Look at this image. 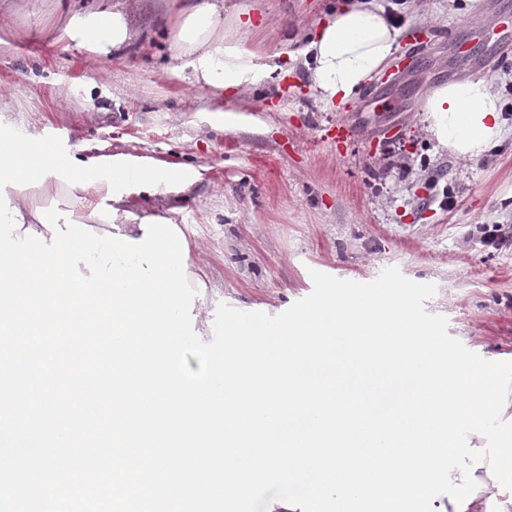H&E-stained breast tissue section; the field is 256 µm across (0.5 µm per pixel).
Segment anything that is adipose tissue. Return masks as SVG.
I'll use <instances>...</instances> for the list:
<instances>
[{"label":"adipose tissue","mask_w":512,"mask_h":512,"mask_svg":"<svg viewBox=\"0 0 512 512\" xmlns=\"http://www.w3.org/2000/svg\"><path fill=\"white\" fill-rule=\"evenodd\" d=\"M170 49L176 73L192 69L195 82L233 95L245 91L259 70L254 56L224 43V0H174ZM139 0H114L109 12L72 18L54 31L57 44L81 38L98 62L111 51L134 42L137 31L129 19ZM399 18L380 0H343L335 12L321 20L312 37L311 80L327 105L348 98L381 71L392 55L401 29ZM428 130L449 153L474 159L486 153L502 135L501 103L488 80L468 79L443 85L425 101ZM107 182L89 188H71L48 177L41 186L13 190L9 199L20 211L25 227L42 230L37 207L46 196L70 197L73 218L94 232L110 231L142 238L139 217L121 200L109 199Z\"/></svg>","instance_id":"obj_1"}]
</instances>
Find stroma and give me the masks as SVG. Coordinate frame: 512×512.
I'll use <instances>...</instances> for the list:
<instances>
[{"instance_id": "35a3bbf8", "label": "stroma", "mask_w": 512, "mask_h": 512, "mask_svg": "<svg viewBox=\"0 0 512 512\" xmlns=\"http://www.w3.org/2000/svg\"><path fill=\"white\" fill-rule=\"evenodd\" d=\"M113 0H0L12 27L0 38V124L32 138L59 137L69 158H139L188 172L165 198L129 190L130 208L178 224L190 263L204 274L198 327L218 304L277 315L312 290L311 271L357 282L395 266L437 286L428 313L489 361H512V249L482 246L481 224L512 225V58L498 24L512 0H388L400 7L395 56L413 69L373 77L345 103L318 99L303 49L340 0H224L264 25L238 34L259 80L242 94L170 74L175 61L163 19L170 0H144L131 19L140 38L89 69L79 42L68 50L49 29ZM428 32L425 42L414 31ZM487 79L499 97L504 135L464 160L438 147L424 102L447 81ZM354 135L338 144L336 125Z\"/></svg>"}]
</instances>
